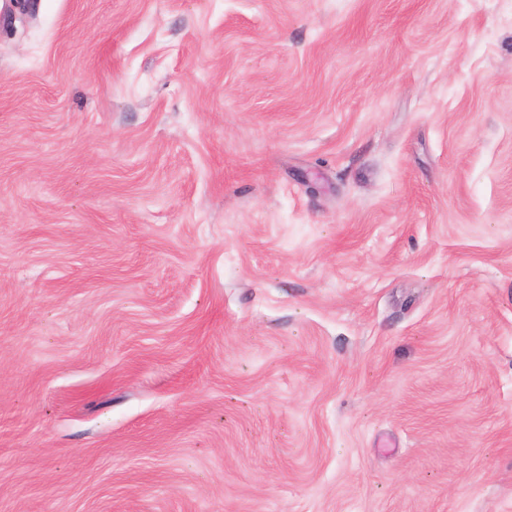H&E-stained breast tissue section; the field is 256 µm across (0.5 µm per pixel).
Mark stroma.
<instances>
[{
    "label": "stroma",
    "mask_w": 512,
    "mask_h": 512,
    "mask_svg": "<svg viewBox=\"0 0 512 512\" xmlns=\"http://www.w3.org/2000/svg\"><path fill=\"white\" fill-rule=\"evenodd\" d=\"M0 512H512V0H0Z\"/></svg>",
    "instance_id": "obj_1"
}]
</instances>
